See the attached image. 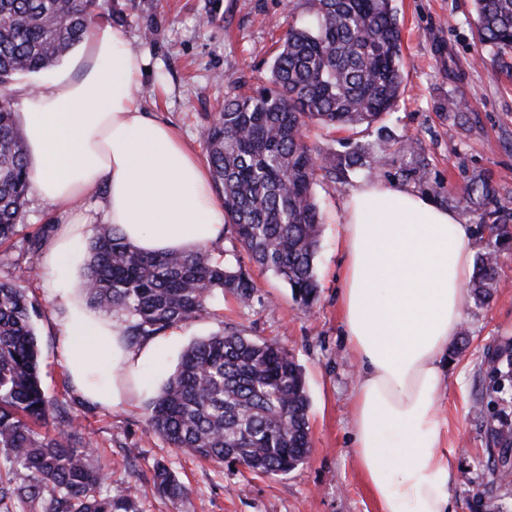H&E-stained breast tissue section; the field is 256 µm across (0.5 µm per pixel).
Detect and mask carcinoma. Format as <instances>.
<instances>
[{
  "label": "carcinoma",
  "mask_w": 512,
  "mask_h": 512,
  "mask_svg": "<svg viewBox=\"0 0 512 512\" xmlns=\"http://www.w3.org/2000/svg\"><path fill=\"white\" fill-rule=\"evenodd\" d=\"M105 0H0V245L17 243L32 188L9 85L36 75L80 46ZM479 41L501 58L512 52V0H474ZM315 28L291 27L281 39L268 85L224 100L201 127L211 179L224 197L229 246L222 263L207 250L144 254L110 224L90 238L85 260L91 306L123 319L130 347L200 317L229 291L244 305L256 284L241 260L283 281L307 311L318 300L315 258L320 217L312 193L320 152L308 141L312 124L367 128L382 120L404 92L401 31L392 0H310ZM491 187L476 178L474 205ZM50 225L22 238L28 265L0 280V512H136L123 494L102 493L92 467L93 442L78 414L46 397L32 326L34 306L22 285ZM487 249L476 259L470 297L497 288V252L512 239L505 224L489 225ZM489 388L512 389V342L487 361ZM149 428L171 448L254 474L285 475L311 451L309 399L300 365L278 343L235 328L190 344L149 404ZM488 454L512 448V423L486 426ZM156 494L176 507L188 488L156 465Z\"/></svg>",
  "instance_id": "1"
}]
</instances>
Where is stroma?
<instances>
[{
    "label": "stroma",
    "instance_id": "35a3bbf8",
    "mask_svg": "<svg viewBox=\"0 0 512 512\" xmlns=\"http://www.w3.org/2000/svg\"><path fill=\"white\" fill-rule=\"evenodd\" d=\"M401 29L405 91L397 106L369 129L311 126L309 140L325 170L313 186L321 216L316 258L318 300L301 309L272 273L251 268L257 285L251 306L232 295L211 302L198 319L158 339L154 361L143 369L131 402L81 410L94 439L93 463L103 488L122 492L140 512H170L154 495L151 475L165 463L189 488L179 512H378L353 455L350 421L356 367L343 336L339 293L346 203L363 183L378 180L431 197L472 225L473 250L482 252V224L512 225V68L479 43L473 0H393ZM308 0H107L100 22L120 31L148 59L134 95L170 123L205 160L199 129L226 97L267 84L276 42L292 26L311 23ZM452 99L466 100L451 111ZM412 140L416 155L399 152ZM367 150L364 165L336 169L339 157ZM484 178L493 198L481 212L469 207L467 189ZM499 287L489 301H467L465 350L448 359L440 404L447 422L443 449L451 464L452 512H512V484L491 485L485 428L476 397L486 377L488 348L512 340V245L498 251ZM24 286L37 311L33 325L48 400L81 402L61 351L62 311L43 276ZM234 327L257 340H273L301 365L310 399L312 449L305 462L277 477L249 474L194 458L169 447L147 426V408L194 341Z\"/></svg>",
    "mask_w": 512,
    "mask_h": 512
}]
</instances>
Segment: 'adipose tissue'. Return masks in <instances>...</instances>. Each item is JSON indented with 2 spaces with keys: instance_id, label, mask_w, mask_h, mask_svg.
<instances>
[{
  "instance_id": "obj_1",
  "label": "adipose tissue",
  "mask_w": 512,
  "mask_h": 512,
  "mask_svg": "<svg viewBox=\"0 0 512 512\" xmlns=\"http://www.w3.org/2000/svg\"><path fill=\"white\" fill-rule=\"evenodd\" d=\"M147 66L119 31L95 24L70 72L22 96L34 190L64 218L42 274L66 311L65 365L86 399L107 406L128 402L116 378L135 374L157 343L125 348L118 321L85 305L83 271L62 264L93 221L75 200L105 190L104 222L149 254L197 250L224 228L205 167L131 94ZM472 241L471 225L407 189L370 181L346 205L340 300L358 365L353 448L378 512L450 510L439 395L463 326Z\"/></svg>"
}]
</instances>
